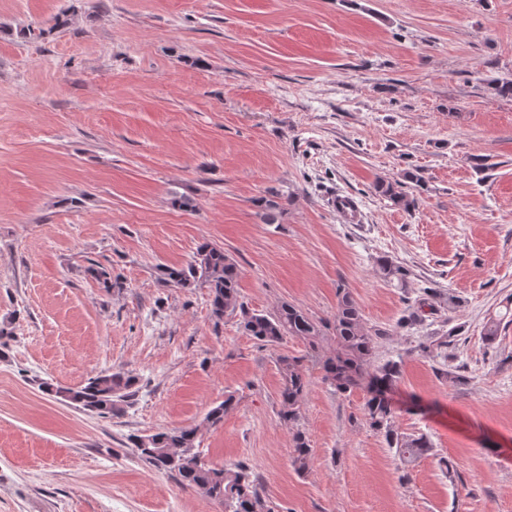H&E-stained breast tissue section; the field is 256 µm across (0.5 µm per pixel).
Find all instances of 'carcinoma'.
Wrapping results in <instances>:
<instances>
[{
    "label": "carcinoma",
    "instance_id": "cac0c4a2",
    "mask_svg": "<svg viewBox=\"0 0 512 512\" xmlns=\"http://www.w3.org/2000/svg\"><path fill=\"white\" fill-rule=\"evenodd\" d=\"M379 196L406 211L416 208L417 200L402 190L398 181L379 180L374 185ZM259 215L265 224L278 223L281 205L272 198L257 200ZM385 279L396 288L407 286V270L389 256L378 259ZM161 280L174 288L208 289L211 314L215 322L224 320L228 311H239L240 326L246 333L264 345H275L286 337H298L310 350L318 348L322 336L320 326L304 312L290 304L282 305L272 314L252 312L239 302L240 271L237 264L224 253V248L209 242L200 244L192 261L185 266L160 267ZM336 336V352L322 361L323 380L339 393H347L366 382L367 397L364 412L367 423L374 431L384 435L388 447L396 449L404 461H411L429 451L431 444L424 435L404 437L393 425L394 407L388 393L397 383L401 365L388 360L370 368V358L376 337L383 335L378 329L365 325L361 311L350 292L338 291L336 313L332 321ZM282 377L281 399L283 422L298 421L300 403L307 389L306 374L301 360L284 356L279 359ZM136 377L124 370L101 373L76 388L42 383L46 391L67 400L85 411L103 417L119 411L134 395L132 387ZM233 406V396L212 407L206 421L212 427L224 422V415ZM196 429L179 428L136 436L133 446L140 458L150 466L174 472L180 482L220 505L224 512H271L264 504L249 469L242 464L215 467L204 460L196 445ZM292 464L299 473L305 472L312 462V448L301 431L293 435Z\"/></svg>",
    "mask_w": 512,
    "mask_h": 512
}]
</instances>
